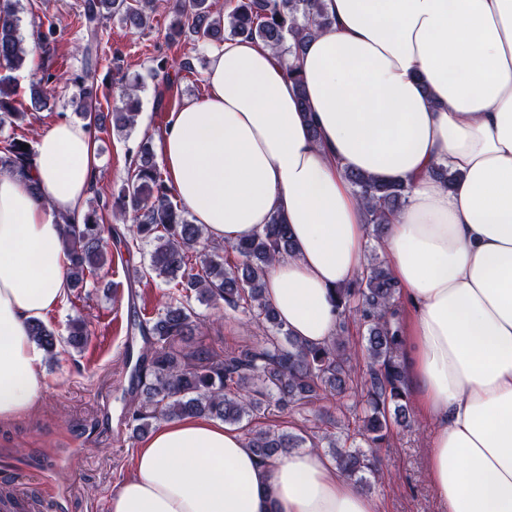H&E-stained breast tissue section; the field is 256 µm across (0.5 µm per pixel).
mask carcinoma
<instances>
[{
  "label": "carcinoma",
  "mask_w": 512,
  "mask_h": 512,
  "mask_svg": "<svg viewBox=\"0 0 512 512\" xmlns=\"http://www.w3.org/2000/svg\"><path fill=\"white\" fill-rule=\"evenodd\" d=\"M229 12L214 10L213 0H175L172 34L188 42L219 44L229 39L261 42L284 61L286 73L306 107L305 92L297 62L307 42L325 29L331 19L324 0H233ZM154 0H82L76 25L85 32L83 75L77 77L78 94L73 96L76 112L94 120V130L106 129L94 84L88 80L106 61L99 31L110 19L142 29L150 24ZM29 54L18 29L16 0H0V66L18 70ZM50 58L37 65L38 77L29 85V94L18 97L16 86L0 79V126L15 125L25 111H43L50 106L55 74ZM156 109L164 112L175 86L167 61L152 67ZM138 78L125 87L122 105L112 109V128L122 131L134 126L138 110ZM27 140L14 136L0 141V173L21 172L32 166V148L21 149ZM430 175L446 188H453L459 174L438 164ZM345 178L360 199L365 223L376 240L405 204L408 187L402 182L382 183L358 171ZM115 211L130 217L133 238L126 246L148 243L153 246L146 274L171 285L162 313L138 323L144 347L132 370L136 401L125 418L136 434H145L154 422L189 415H207L239 425L265 414L276 404L280 409L303 405L328 392L352 400L354 434L362 437L370 452L339 445L324 434L332 448L340 472L360 483L364 474L380 471L376 449L388 442L392 425L411 426V412L400 360L402 337L398 316L400 287L385 260L373 259L366 273L355 283L335 290L340 322L338 333L320 346H311L293 336L278 319L272 303L264 295L268 268L292 252L291 233L285 218L275 213L260 231L227 245L236 261L221 260L219 247L205 236V225L194 224L174 203V190L159 167L149 140L139 143L131 159L128 175L114 204ZM113 229L104 216L92 208L83 223H63V250L68 258L70 288L86 286L87 277L100 268L106 253L105 234ZM224 302L233 310L249 314L262 336L254 345L226 349L220 355L200 349L193 362L182 360L173 344L191 334L198 316L191 299ZM364 330L365 368L357 370L353 352L345 337L349 319ZM31 336L48 354H55L60 339L43 322L30 326ZM85 322L76 320L69 328L67 344L75 349L87 345ZM248 445L262 460L294 448L318 447L315 437L292 434L271 427H255L247 434Z\"/></svg>",
  "instance_id": "cac0c4a2"
}]
</instances>
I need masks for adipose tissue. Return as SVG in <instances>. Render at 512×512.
Segmentation results:
<instances>
[{"instance_id": "1", "label": "adipose tissue", "mask_w": 512, "mask_h": 512, "mask_svg": "<svg viewBox=\"0 0 512 512\" xmlns=\"http://www.w3.org/2000/svg\"><path fill=\"white\" fill-rule=\"evenodd\" d=\"M332 20L301 55L303 90L278 54L227 40L207 92L170 113L158 152L176 197L212 240L292 230L264 293L321 345L336 288L362 277L368 226L344 177L411 191L382 247L410 311L402 360L431 425L426 472L445 512H512V0H324ZM88 123L63 118L31 169L0 176V422L47 388L29 326L69 287L61 221L81 223L96 174ZM460 175L454 188L433 165ZM111 512H381L313 448L261 461L221 421H163Z\"/></svg>"}]
</instances>
